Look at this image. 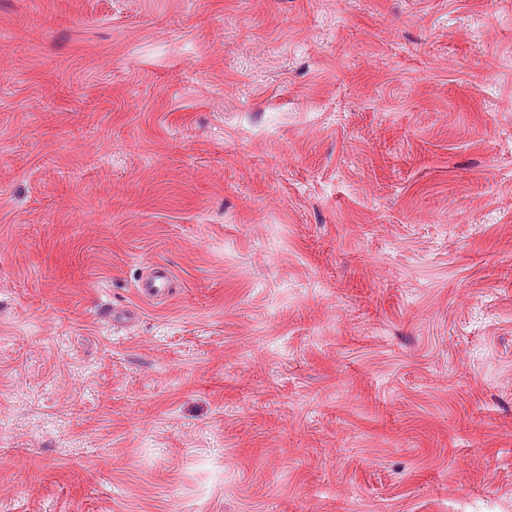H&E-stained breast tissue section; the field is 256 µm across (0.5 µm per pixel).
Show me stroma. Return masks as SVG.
<instances>
[{
  "instance_id": "1",
  "label": "stroma",
  "mask_w": 512,
  "mask_h": 512,
  "mask_svg": "<svg viewBox=\"0 0 512 512\" xmlns=\"http://www.w3.org/2000/svg\"><path fill=\"white\" fill-rule=\"evenodd\" d=\"M0 512H512V0H0ZM173 282L172 272L165 266H156L149 277L140 284L144 298L153 301L164 300Z\"/></svg>"
}]
</instances>
